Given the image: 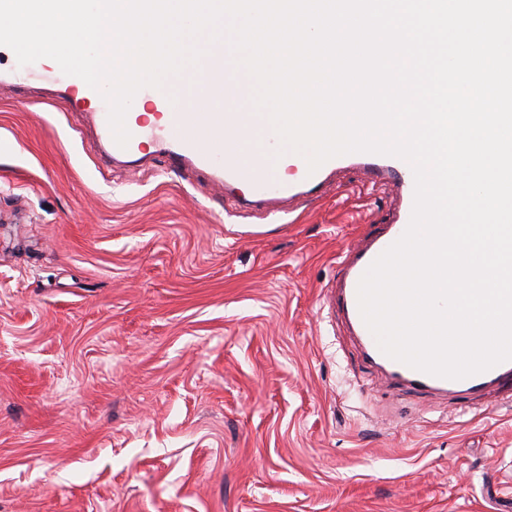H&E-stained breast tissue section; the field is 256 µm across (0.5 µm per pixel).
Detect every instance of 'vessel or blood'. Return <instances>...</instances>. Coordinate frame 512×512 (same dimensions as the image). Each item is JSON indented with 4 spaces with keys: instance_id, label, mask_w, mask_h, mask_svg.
Instances as JSON below:
<instances>
[{
    "instance_id": "vessel-or-blood-1",
    "label": "vessel or blood",
    "mask_w": 512,
    "mask_h": 512,
    "mask_svg": "<svg viewBox=\"0 0 512 512\" xmlns=\"http://www.w3.org/2000/svg\"><path fill=\"white\" fill-rule=\"evenodd\" d=\"M186 77L191 86L201 81L212 88H223V48H214L200 66L187 69ZM59 96L96 123L100 130L99 141L106 154L136 162L143 158L145 148H152L154 155L170 160L177 169L209 173L236 202L260 209L267 208L275 196L294 199L302 204L311 203L318 199L323 184L336 169L347 163L362 166L371 184H394L402 198L395 223L381 227L368 246L349 251L338 263L333 282L337 290V312L358 336L368 360L380 367L393 384L420 392L457 395L482 394L512 383V360L463 379H448L415 370L384 354L361 317L357 300L361 277L371 263L401 237L411 219L414 176L406 161L389 155L350 153L329 159L313 172L307 165L290 164L288 178L275 180L266 175L259 165L236 162L233 158L236 142L215 135L206 113L184 111L182 103L171 102L160 92L153 90L149 93L158 124L149 129L141 119L126 116L125 124L131 137L124 147L119 146L113 137L108 114L101 108L102 96L82 79L64 76Z\"/></svg>"
}]
</instances>
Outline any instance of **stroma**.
<instances>
[{"label":"stroma","mask_w":512,"mask_h":512,"mask_svg":"<svg viewBox=\"0 0 512 512\" xmlns=\"http://www.w3.org/2000/svg\"><path fill=\"white\" fill-rule=\"evenodd\" d=\"M0 70V512H512L504 391L387 384L329 305L394 191L269 222Z\"/></svg>","instance_id":"1"}]
</instances>
